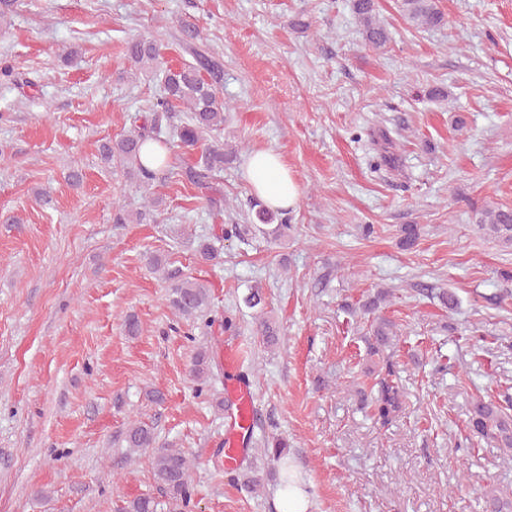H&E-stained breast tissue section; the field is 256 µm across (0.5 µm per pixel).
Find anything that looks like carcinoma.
Wrapping results in <instances>:
<instances>
[{
	"label": "carcinoma",
	"mask_w": 512,
	"mask_h": 512,
	"mask_svg": "<svg viewBox=\"0 0 512 512\" xmlns=\"http://www.w3.org/2000/svg\"><path fill=\"white\" fill-rule=\"evenodd\" d=\"M353 12L360 20L361 35L366 46L382 49L389 41L386 28L377 21V0H352ZM402 9L406 19L417 26L435 27L444 24L445 18L437 0H403ZM127 56L135 70L148 71L161 68L160 94L155 97L149 111L151 117L144 126L135 129L114 141L102 145V159L108 165H117L127 170L141 192L142 203L135 209L120 206L113 216L115 224H144L154 220L161 210L163 199L154 195L157 183L172 179L186 180L203 194H209L214 173L224 170V164L237 156L235 149L226 148L224 140L216 134L224 130L226 105L220 100L217 84L221 81L219 64L212 57L195 54L194 62L177 66H164L161 62L160 46L154 40L138 39L127 46ZM182 106L189 112L186 122L174 129L171 136L177 139L180 153L169 155L156 170L143 167L139 161L142 146L147 141L160 140L159 122L165 114ZM250 208L258 223L223 224L221 236L226 240L245 239L249 232L271 234L279 239L288 237V214L270 210L258 200L250 201ZM477 223L490 236L503 242H512V208L491 206L479 213ZM146 264L163 279L170 281L169 304L175 315L187 322L200 320L211 312V291L204 282L183 276L180 270L171 268L169 259L159 254L145 255ZM244 305L250 309H261L257 332L263 343L274 346L279 342V327L268 313L264 312L266 297L262 289L250 287L243 296ZM393 323L380 318L373 325L370 351L377 354L391 346L394 335ZM212 356L207 350L196 353L191 372L202 382L211 375ZM394 370L391 361L385 363V376L376 382L377 394L373 399L375 414L382 424H388L401 410L404 391L392 379ZM512 401L506 405L477 400L473 403L469 424L473 431L496 438L512 454V414L508 413ZM125 447L133 450L153 449L150 464L155 480L169 496L173 507L188 506L191 500V460L179 448H170L157 441L153 428L134 421L122 432ZM159 503L149 495L133 498L121 506V512H158ZM485 512H512V493L500 488H491L483 495Z\"/></svg>",
	"instance_id": "carcinoma-1"
}]
</instances>
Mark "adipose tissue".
Wrapping results in <instances>:
<instances>
[{"label":"adipose tissue","instance_id":"ef3b65f1","mask_svg":"<svg viewBox=\"0 0 512 512\" xmlns=\"http://www.w3.org/2000/svg\"><path fill=\"white\" fill-rule=\"evenodd\" d=\"M243 170L252 193L266 207H296L299 188L280 155L270 150L254 152L246 159Z\"/></svg>","mask_w":512,"mask_h":512}]
</instances>
